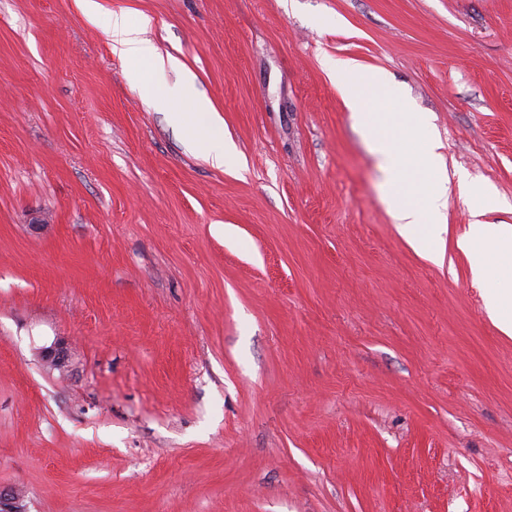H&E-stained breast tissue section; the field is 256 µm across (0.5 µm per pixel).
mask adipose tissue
I'll return each instance as SVG.
<instances>
[{
  "instance_id": "obj_1",
  "label": "adipose tissue",
  "mask_w": 512,
  "mask_h": 512,
  "mask_svg": "<svg viewBox=\"0 0 512 512\" xmlns=\"http://www.w3.org/2000/svg\"><path fill=\"white\" fill-rule=\"evenodd\" d=\"M151 25L148 15L127 9L113 13L110 27L112 51L133 65L128 73L130 81L139 84L147 102L167 110L184 100H191L192 110L187 116L190 127L211 133L224 129V120L210 100L195 95V78L182 68L170 54L160 51L145 53L142 33ZM463 196L475 206V217L457 247L468 260L473 281L482 285L488 279L491 264H512V225L489 224L481 219L484 207L494 198L487 186L468 182Z\"/></svg>"
}]
</instances>
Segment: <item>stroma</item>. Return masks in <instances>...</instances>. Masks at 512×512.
<instances>
[{
	"label": "stroma",
	"mask_w": 512,
	"mask_h": 512,
	"mask_svg": "<svg viewBox=\"0 0 512 512\" xmlns=\"http://www.w3.org/2000/svg\"><path fill=\"white\" fill-rule=\"evenodd\" d=\"M100 2L0 0V485L28 512H512V338L455 246L461 179L512 224V0ZM124 8L234 163L129 83ZM336 58L431 115L443 266L392 224Z\"/></svg>",
	"instance_id": "1"
}]
</instances>
